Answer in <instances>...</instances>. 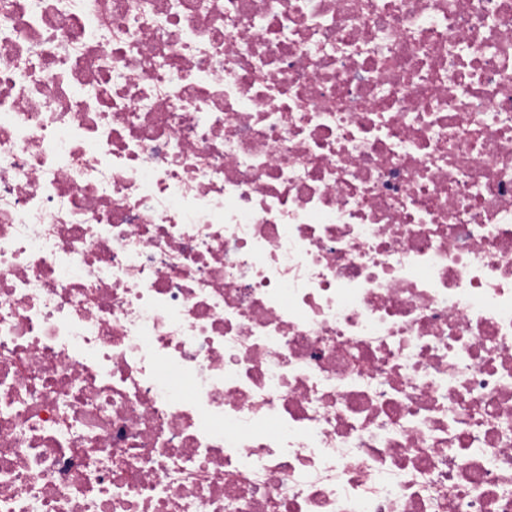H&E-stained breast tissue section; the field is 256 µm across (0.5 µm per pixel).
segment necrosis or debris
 I'll return each instance as SVG.
<instances>
[{"label": "necrosis or debris", "mask_w": 512, "mask_h": 512, "mask_svg": "<svg viewBox=\"0 0 512 512\" xmlns=\"http://www.w3.org/2000/svg\"><path fill=\"white\" fill-rule=\"evenodd\" d=\"M0 512H512V0H0Z\"/></svg>", "instance_id": "necrosis-or-debris-1"}]
</instances>
